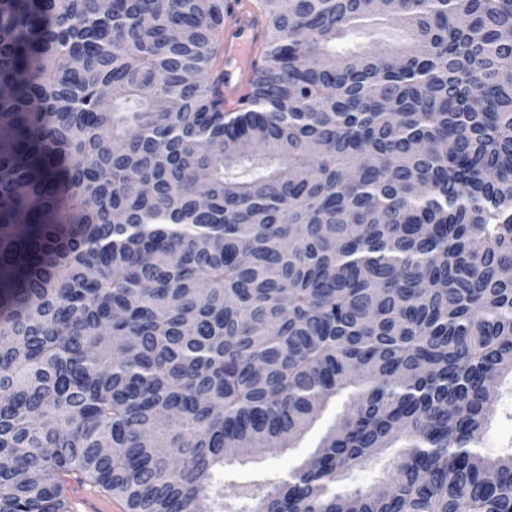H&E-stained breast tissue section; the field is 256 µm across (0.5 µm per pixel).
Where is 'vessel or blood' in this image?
<instances>
[{"label": "vessel or blood", "mask_w": 512, "mask_h": 512, "mask_svg": "<svg viewBox=\"0 0 512 512\" xmlns=\"http://www.w3.org/2000/svg\"><path fill=\"white\" fill-rule=\"evenodd\" d=\"M266 26L248 0H239L234 15L224 26V58L230 66L224 71V107L233 111L249 90L253 75L254 49L265 38ZM72 512H111L110 504L83 486L69 491Z\"/></svg>", "instance_id": "vessel-or-blood-1"}]
</instances>
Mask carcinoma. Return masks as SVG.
Wrapping results in <instances>:
<instances>
[{"label":"carcinoma","mask_w":512,"mask_h":512,"mask_svg":"<svg viewBox=\"0 0 512 512\" xmlns=\"http://www.w3.org/2000/svg\"><path fill=\"white\" fill-rule=\"evenodd\" d=\"M252 4L0 0V512H512V0ZM234 15L224 26V59L233 63L224 69V109L235 111L249 90L254 49L265 38L264 21L247 0H239ZM482 447L489 455H497L512 448V381L509 377L502 380ZM345 400V396L332 400L323 414L295 442L294 448L269 452L252 458L244 464L235 463L226 466L224 471L240 483H247L257 478H268L271 481H277L287 476L319 446L327 431L334 426L338 418L344 413ZM399 448H390L386 454L379 459L372 461L366 467L356 468L351 471L343 481L341 487L346 488H366L381 480L387 474L390 459L396 454ZM72 512H110L111 505L96 492L75 485L69 490Z\"/></svg>","instance_id":"cac0c4a2"}]
</instances>
